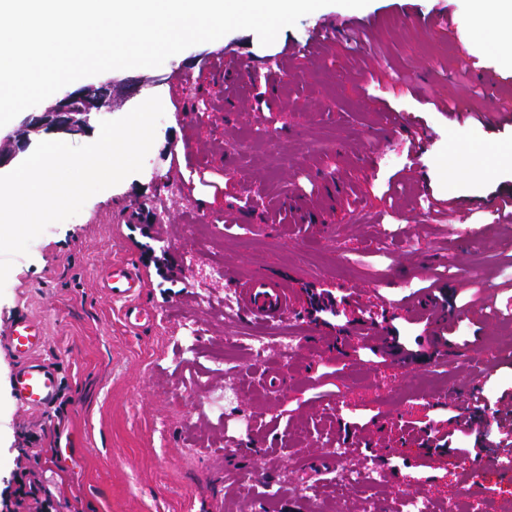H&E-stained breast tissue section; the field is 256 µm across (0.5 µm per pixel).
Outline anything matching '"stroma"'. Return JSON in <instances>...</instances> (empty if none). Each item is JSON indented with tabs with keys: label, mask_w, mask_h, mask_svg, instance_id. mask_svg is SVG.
<instances>
[{
	"label": "stroma",
	"mask_w": 512,
	"mask_h": 512,
	"mask_svg": "<svg viewBox=\"0 0 512 512\" xmlns=\"http://www.w3.org/2000/svg\"><path fill=\"white\" fill-rule=\"evenodd\" d=\"M476 13V0L329 5L266 47L236 30L156 68L82 78L116 80L105 119L152 96L165 114L142 171L50 225L0 292V512H321L334 500L341 512L367 500L399 512L409 493L429 512L455 499L512 512V476L431 452L427 433L451 406L492 433L512 425V347L488 349L512 336V223L482 213L512 192V55L497 45L500 16L479 25ZM314 32V52L294 53ZM448 99L457 111L436 109ZM437 199L468 223L429 209ZM138 205L166 212V227L127 222ZM193 249L200 262L187 260ZM116 261L143 274L153 322L127 328L100 288ZM209 262L224 277L202 289ZM257 269L295 286L296 314L279 328L224 319L226 289ZM428 285L468 345L444 343L429 322L424 357L362 362L352 320L374 322L388 348L391 326L418 321L408 299ZM314 286L345 296L344 317L308 318ZM23 313L46 322L63 422L17 410L7 331ZM289 331L299 347L287 359L278 338ZM232 336L267 337L263 361L228 349ZM442 352L446 366H433ZM222 389L238 400L220 419L207 399ZM337 446L377 481L340 492L335 468L314 472Z\"/></svg>",
	"instance_id": "35a3bbf8"
}]
</instances>
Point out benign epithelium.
I'll use <instances>...</instances> for the list:
<instances>
[{
  "instance_id": "1",
  "label": "benign epithelium",
  "mask_w": 512,
  "mask_h": 512,
  "mask_svg": "<svg viewBox=\"0 0 512 512\" xmlns=\"http://www.w3.org/2000/svg\"><path fill=\"white\" fill-rule=\"evenodd\" d=\"M112 87L114 81L109 79L99 88L83 87L69 92L49 110L28 117L21 128L0 136V167L26 150L32 133L85 134L91 128V120L104 106L102 97Z\"/></svg>"
}]
</instances>
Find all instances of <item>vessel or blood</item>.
Here are the masks:
<instances>
[{"label": "vessel or blood", "instance_id": "b4317fda", "mask_svg": "<svg viewBox=\"0 0 512 512\" xmlns=\"http://www.w3.org/2000/svg\"><path fill=\"white\" fill-rule=\"evenodd\" d=\"M103 286L112 300L123 305V318L133 327L149 317L139 298L145 286L142 275L130 264H113ZM236 301L267 326L274 327L294 312L293 295L288 277L251 275L238 284ZM9 344L16 356L14 390L16 405L22 411H45L52 408L59 393V376L55 365L41 356L46 341L43 320L31 314L20 315L11 325Z\"/></svg>", "mask_w": 512, "mask_h": 512}]
</instances>
